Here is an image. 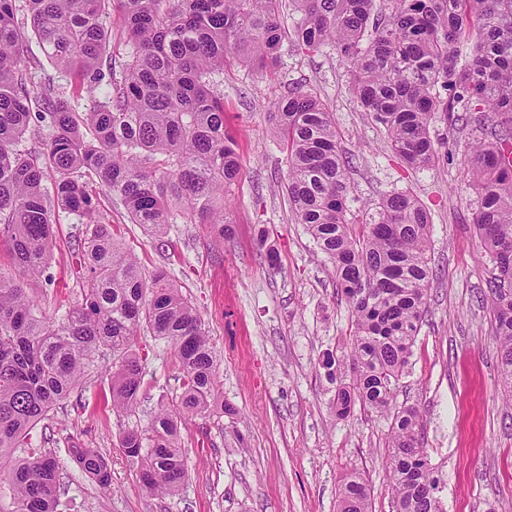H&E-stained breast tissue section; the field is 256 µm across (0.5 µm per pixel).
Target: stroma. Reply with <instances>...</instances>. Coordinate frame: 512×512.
Segmentation results:
<instances>
[{
    "label": "stroma",
    "mask_w": 512,
    "mask_h": 512,
    "mask_svg": "<svg viewBox=\"0 0 512 512\" xmlns=\"http://www.w3.org/2000/svg\"><path fill=\"white\" fill-rule=\"evenodd\" d=\"M351 82L330 44L305 51L284 42L279 67L264 75L241 63L225 67L217 88L241 164L230 238L215 240L205 224H173L163 237L150 238L110 194L98 192L100 212L142 268L166 270L200 314L224 401L238 414L182 423L188 477L176 495H149L119 450V436L129 427L147 428L159 405L175 400L182 370L165 341L146 336L140 401L135 413L120 417L111 408V358L96 353L73 398L30 431L28 448L10 451L15 460L32 447L58 458L57 512H337L349 473L369 483L374 512H392L386 419L360 406L340 418L332 407L336 379L322 361L345 354L352 314L330 261L292 217L286 155L270 130L273 102L298 83L322 101L341 148L354 156L348 172L354 222L401 192L431 214L435 277L396 402L422 412L425 446L441 479L440 510L512 512V403L486 303L493 264L476 236L477 195L465 166L483 132L436 121L430 135L445 143L447 155L427 168H405L384 129L365 119ZM56 220L49 277L31 291L43 310L60 316L82 300L75 268L84 226L64 211ZM270 250L276 263L268 261ZM75 444L108 458L111 490L71 461Z\"/></svg>",
    "instance_id": "1"
}]
</instances>
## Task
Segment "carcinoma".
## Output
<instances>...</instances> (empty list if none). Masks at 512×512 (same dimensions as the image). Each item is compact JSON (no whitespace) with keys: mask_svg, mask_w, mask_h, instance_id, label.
Instances as JSON below:
<instances>
[{"mask_svg":"<svg viewBox=\"0 0 512 512\" xmlns=\"http://www.w3.org/2000/svg\"><path fill=\"white\" fill-rule=\"evenodd\" d=\"M300 17L288 33L282 0H24L31 29L18 24L16 0H0V237L15 274H0V463L30 429L71 397L93 355L112 353V411H135L143 386L140 331L170 343L183 372L176 405L160 406L145 430L128 429L118 447L136 464L153 495L184 484L178 421L218 407V361L202 321L165 273L144 272L100 214L92 187L116 197L130 221L155 236L171 224H207L232 234L228 197L240 164L224 128V94L213 76L239 61L273 71L290 37L300 48L333 44L344 57L363 111L382 126L398 159L424 168L442 143L430 136L437 116L495 123L467 158L479 197L474 225L492 256L490 325L498 368L512 388V0H293ZM116 10L127 49L108 51L101 18ZM35 37L47 57L73 76L78 112L51 79L31 98L40 70L28 54ZM470 60L459 64L464 52ZM271 133L288 163L285 190L295 221L328 257L336 289L353 314L342 358L324 366L349 373L336 389V415L355 404L390 418L386 465L392 512H439L440 480L422 440L420 411L394 404L427 308L430 213L414 196L385 197L370 220L349 218L346 172L352 156L339 146L330 113L311 90L288 89L272 106ZM48 130L39 150L18 148L31 124ZM53 177V192L45 179ZM85 224L77 277L83 302L48 315L28 293L47 276L56 210ZM100 487L111 468L94 448L70 449ZM15 512H56L59 462L31 449L10 465ZM338 512H372L360 476L340 486Z\"/></svg>","mask_w":512,"mask_h":512,"instance_id":"obj_1","label":"carcinoma"}]
</instances>
